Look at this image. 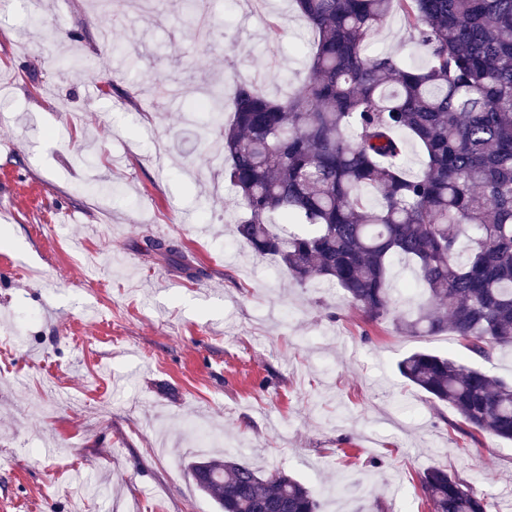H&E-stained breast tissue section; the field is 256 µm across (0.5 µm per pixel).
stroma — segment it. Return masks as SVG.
Wrapping results in <instances>:
<instances>
[{
    "label": "stroma",
    "instance_id": "stroma-1",
    "mask_svg": "<svg viewBox=\"0 0 512 512\" xmlns=\"http://www.w3.org/2000/svg\"><path fill=\"white\" fill-rule=\"evenodd\" d=\"M316 39L292 0H0V512H218L188 464L224 455L322 512H428L432 466L512 512V443L454 431L397 367L428 348L511 380V350L485 363L369 321L230 231L222 139L194 105L219 82L286 95ZM377 44L425 60L399 16ZM74 54L109 67L63 73Z\"/></svg>",
    "mask_w": 512,
    "mask_h": 512
}]
</instances>
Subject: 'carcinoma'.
Listing matches in <instances>:
<instances>
[{
	"label": "carcinoma",
	"mask_w": 512,
	"mask_h": 512,
	"mask_svg": "<svg viewBox=\"0 0 512 512\" xmlns=\"http://www.w3.org/2000/svg\"><path fill=\"white\" fill-rule=\"evenodd\" d=\"M316 32L309 77L284 98L240 81L224 122L211 86L207 125L224 131V175L242 214L235 238L299 286H336L406 336L448 332L489 361L512 349V0H294ZM398 13L426 53L416 66L368 52ZM423 159L407 168L408 143ZM418 291L402 313L391 268ZM401 375L457 413L453 425L512 440V381L428 349ZM190 474L221 512H320L302 482L232 459ZM420 490L431 512H493L440 467Z\"/></svg>",
	"instance_id": "1"
}]
</instances>
